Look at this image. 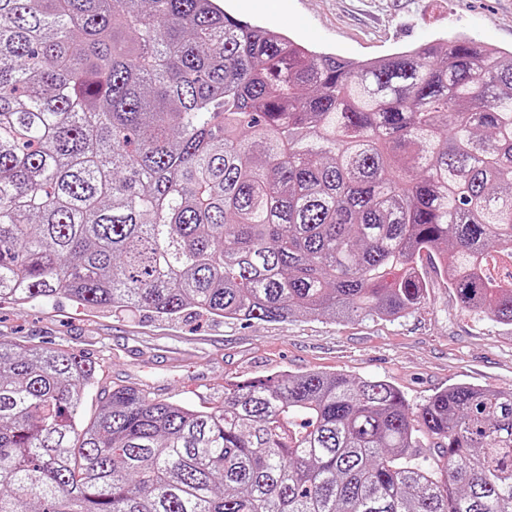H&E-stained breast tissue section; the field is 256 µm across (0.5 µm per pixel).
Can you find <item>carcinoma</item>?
<instances>
[{
  "instance_id": "1",
  "label": "carcinoma",
  "mask_w": 512,
  "mask_h": 512,
  "mask_svg": "<svg viewBox=\"0 0 512 512\" xmlns=\"http://www.w3.org/2000/svg\"><path fill=\"white\" fill-rule=\"evenodd\" d=\"M424 251L512 327V51L351 61L219 0H0V301L395 320ZM101 373L0 340V512H512V390L414 409L306 372L214 406L115 386L86 419Z\"/></svg>"
}]
</instances>
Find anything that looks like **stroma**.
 <instances>
[{
	"label": "stroma",
	"instance_id": "1",
	"mask_svg": "<svg viewBox=\"0 0 512 512\" xmlns=\"http://www.w3.org/2000/svg\"><path fill=\"white\" fill-rule=\"evenodd\" d=\"M224 8L354 60L462 34L512 50V0H224ZM420 266L430 283L425 301L391 321H161L58 298L0 306V339L52 341L103 362L101 388L85 401L88 417L101 389L116 385L210 406L223 402L225 381L309 371L387 379L415 407L459 382L512 389V331L463 309L434 259L422 256Z\"/></svg>",
	"mask_w": 512,
	"mask_h": 512
}]
</instances>
